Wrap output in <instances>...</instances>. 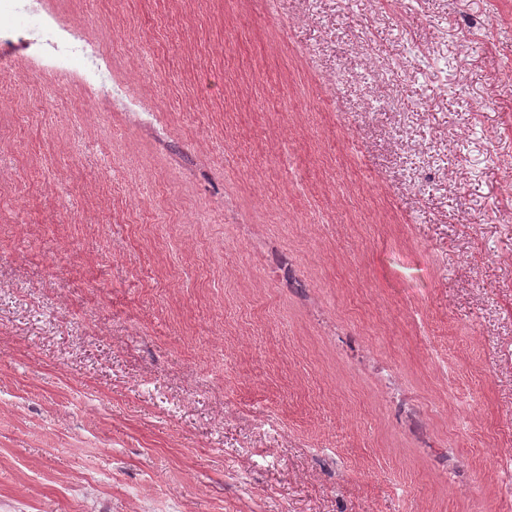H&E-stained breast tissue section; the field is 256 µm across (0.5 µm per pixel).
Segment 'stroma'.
Masks as SVG:
<instances>
[{
	"instance_id": "35a3bbf8",
	"label": "stroma",
	"mask_w": 512,
	"mask_h": 512,
	"mask_svg": "<svg viewBox=\"0 0 512 512\" xmlns=\"http://www.w3.org/2000/svg\"><path fill=\"white\" fill-rule=\"evenodd\" d=\"M139 112L0 72V512H512V0H46Z\"/></svg>"
}]
</instances>
